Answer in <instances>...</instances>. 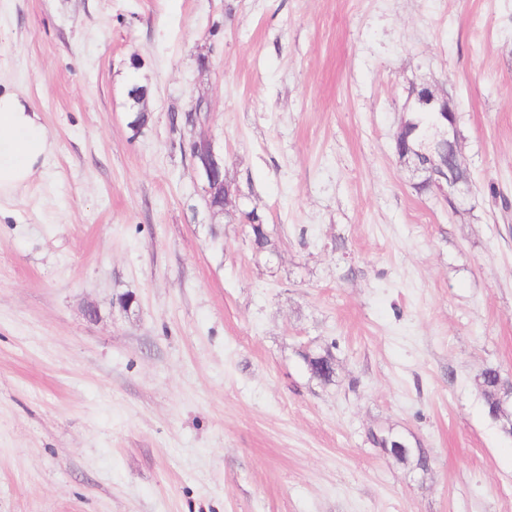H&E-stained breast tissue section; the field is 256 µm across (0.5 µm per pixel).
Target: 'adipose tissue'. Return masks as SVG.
Masks as SVG:
<instances>
[{"instance_id": "ef3b65f1", "label": "adipose tissue", "mask_w": 512, "mask_h": 512, "mask_svg": "<svg viewBox=\"0 0 512 512\" xmlns=\"http://www.w3.org/2000/svg\"><path fill=\"white\" fill-rule=\"evenodd\" d=\"M51 151L48 133L27 101L0 92V197L28 184Z\"/></svg>"}]
</instances>
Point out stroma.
Masks as SVG:
<instances>
[{"instance_id":"35a3bbf8","label":"stroma","mask_w":512,"mask_h":512,"mask_svg":"<svg viewBox=\"0 0 512 512\" xmlns=\"http://www.w3.org/2000/svg\"><path fill=\"white\" fill-rule=\"evenodd\" d=\"M420 85L453 207L394 154ZM4 88L53 150L0 199V512H512V0H0ZM412 96L419 104L426 106L429 112L419 107L413 113L410 118L414 122L411 136L408 122L405 120L401 124L394 138L395 155L400 162L411 165L416 178L420 177L419 182L413 183L416 189H419L421 182H427L445 201L454 204L456 193H461L459 184L465 182L464 159L455 138V112L448 106L447 97L439 95L428 86L413 88ZM430 112L434 114V121L416 149L409 145L408 138L410 136V141L417 143L431 122ZM422 149L430 152V166L426 170L420 169L413 159ZM193 162L205 182L207 196H217L224 203V156L218 154L212 142L206 138L191 144Z\"/></svg>"}]
</instances>
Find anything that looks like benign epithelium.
Wrapping results in <instances>:
<instances>
[{
	"label": "benign epithelium",
	"mask_w": 512,
	"mask_h": 512,
	"mask_svg": "<svg viewBox=\"0 0 512 512\" xmlns=\"http://www.w3.org/2000/svg\"><path fill=\"white\" fill-rule=\"evenodd\" d=\"M415 100L426 106L434 114V121L427 136L418 147L409 145L408 122H403L394 138L395 155L398 160L412 167L420 183H428L445 201L454 203L459 184L465 181L464 159L457 140L451 138L455 133L456 115L448 106V98L439 95L427 86L415 87L411 91ZM128 111L134 124H139V116L147 111L145 92L137 87L127 93ZM193 162L205 182L206 194L224 199V156L218 154L212 142L200 138L192 142Z\"/></svg>",
	"instance_id": "1"
}]
</instances>
